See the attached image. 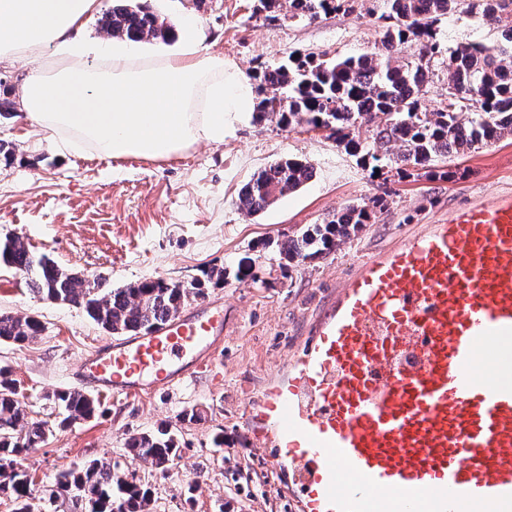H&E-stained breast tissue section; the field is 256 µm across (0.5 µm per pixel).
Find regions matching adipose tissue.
<instances>
[{"label":"adipose tissue","mask_w":512,"mask_h":512,"mask_svg":"<svg viewBox=\"0 0 512 512\" xmlns=\"http://www.w3.org/2000/svg\"><path fill=\"white\" fill-rule=\"evenodd\" d=\"M97 0H0V59L37 61L24 84L25 115L47 140L104 157L164 160L252 117L254 90L235 64L188 40L145 55L81 32ZM58 56L44 59L47 47Z\"/></svg>","instance_id":"obj_1"}]
</instances>
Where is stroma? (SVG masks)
I'll return each mask as SVG.
<instances>
[{
    "label": "stroma",
    "instance_id": "1",
    "mask_svg": "<svg viewBox=\"0 0 512 512\" xmlns=\"http://www.w3.org/2000/svg\"><path fill=\"white\" fill-rule=\"evenodd\" d=\"M178 28L177 41L142 44L146 53L178 49L188 33L179 28L193 12L203 51L223 57L247 76L275 65L294 50L358 56L373 51L379 29L371 16L381 0H361L353 14L313 22H262L254 0H145ZM448 46L492 43L498 33L463 13L441 24ZM0 142L14 154L0 160V237H20L30 249L59 265L116 288L146 278L191 282L211 267H231L262 242H280L337 210L382 194L327 131L289 129L252 121L236 126L222 143L203 142L167 160L109 159L74 153L45 141L23 112L0 118ZM292 156L314 168L313 179L257 216L238 206L252 175ZM449 180L406 179L392 184L387 206L335 255L282 273L260 264L258 282L227 278L209 288L197 309L224 304V345L218 357L221 382L203 375L172 393L140 398L103 397L98 414L60 430L51 392L77 388L79 358L110 341L79 307L32 294L26 276L0 268V313L40 319L32 342H0V365L10 366L30 417L45 422L40 448L21 465L37 490L54 485L68 470L93 459H111L119 473L133 472L152 492L151 512H298L287 474L254 447L244 406L267 383L287 371L328 301L360 263L448 218L455 209L512 193V136L448 159ZM194 420H184L186 411ZM175 428L180 456L167 478L129 457L130 434L161 424ZM223 435V447L214 438Z\"/></svg>",
    "mask_w": 512,
    "mask_h": 512
}]
</instances>
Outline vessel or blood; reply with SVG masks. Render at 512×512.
<instances>
[{
	"label": "vessel or blood",
	"mask_w": 512,
	"mask_h": 512,
	"mask_svg": "<svg viewBox=\"0 0 512 512\" xmlns=\"http://www.w3.org/2000/svg\"><path fill=\"white\" fill-rule=\"evenodd\" d=\"M223 342L216 304L98 347L78 379L172 391ZM245 413L301 512H512V195L367 259Z\"/></svg>",
	"instance_id": "obj_1"
}]
</instances>
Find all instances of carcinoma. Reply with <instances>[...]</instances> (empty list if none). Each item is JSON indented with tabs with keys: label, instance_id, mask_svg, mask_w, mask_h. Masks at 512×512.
<instances>
[{
	"label": "carcinoma",
	"instance_id": "carcinoma-1",
	"mask_svg": "<svg viewBox=\"0 0 512 512\" xmlns=\"http://www.w3.org/2000/svg\"><path fill=\"white\" fill-rule=\"evenodd\" d=\"M358 2L257 0L254 17L311 22L333 13L352 14ZM456 12L494 26L501 32L500 42L448 49L440 24ZM375 22L380 41L371 53L329 57L295 51L286 61L257 71L254 121L290 129L325 126L370 174L388 173L399 181L448 180L454 177L446 165L448 155L512 136V0H383V11ZM101 29L135 43L175 37L173 25L129 0H113L112 9L101 18ZM445 57L446 97L430 109L423 102V87L432 74L431 63ZM313 177L309 163L284 157L256 172L242 187L239 208L249 216L262 212ZM387 195L386 190L338 210L324 223L278 243L275 251L263 257L276 262L283 272L323 260L363 225L374 223ZM1 266L28 274L33 294L52 303L78 306L107 332L129 336L176 316L231 274L238 281H258L256 260L245 256L234 271L211 267L191 285L157 277L106 288L32 252L16 236L0 238ZM42 331V322L35 316L0 314V342L23 345ZM53 397L62 408L59 426L63 428L98 412L95 399L82 391H57ZM45 438V425L29 418L15 380L7 368L0 367V498L13 502L14 512H31L35 499V484L18 460L40 447ZM126 449L162 478L179 457L176 435L168 425L131 435ZM56 494L85 505L89 512H115L117 507L120 512H150V490L135 478L117 473L106 457L79 472L61 473Z\"/></svg>",
	"mask_w": 512,
	"mask_h": 512
}]
</instances>
